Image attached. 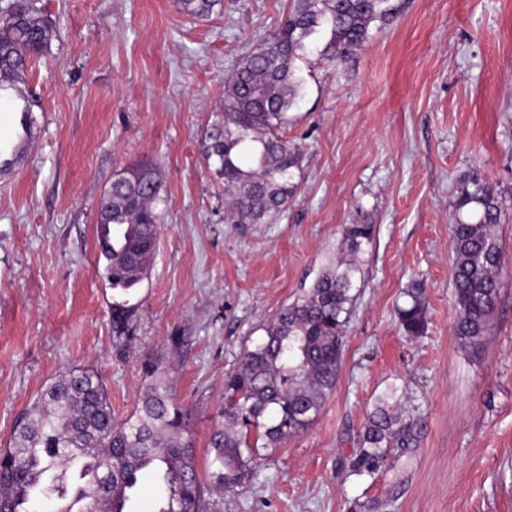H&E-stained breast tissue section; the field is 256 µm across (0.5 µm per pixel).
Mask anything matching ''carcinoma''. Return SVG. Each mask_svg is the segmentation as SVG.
<instances>
[{"label":"carcinoma","mask_w":512,"mask_h":512,"mask_svg":"<svg viewBox=\"0 0 512 512\" xmlns=\"http://www.w3.org/2000/svg\"><path fill=\"white\" fill-rule=\"evenodd\" d=\"M220 0H179L194 18L212 14ZM39 0H0V91L24 97L30 68L25 61L47 57L50 20ZM398 10L395 0H292L278 30L244 54L224 80V103L208 124L203 153L208 167L224 181V199L240 224H259L283 209L296 190L301 148L280 134L302 81L294 61L340 65L368 38L369 26L386 22ZM161 179L155 167L140 163L115 176L112 197L99 204L98 264L111 288L112 332L129 333L134 306L124 299L141 278L139 269L154 250L160 215ZM504 209L489 184L474 179L453 205V284L459 312L454 333L476 348L494 320L499 298L502 251L495 234ZM365 219L348 224L342 245L353 259L328 268L265 327L263 340L246 347L239 367L224 378V403L208 441L207 466L225 487L240 484L259 449H275L306 430L336 387L344 333L358 298L361 273L356 259L373 236ZM399 322L410 336L426 326L423 288L404 292ZM148 379L140 405L123 419L112 413L107 387L88 370L56 379L15 421L13 446L0 449V508L29 512L39 493L68 494L72 469L89 462L76 479L73 503L97 510L112 493V512H126L131 494L152 474L161 487L157 512H201L204 486L190 433L191 412L176 400L165 366L147 357ZM417 423L387 410L378 399L358 434L352 468L372 473L391 448H406Z\"/></svg>","instance_id":"1"}]
</instances>
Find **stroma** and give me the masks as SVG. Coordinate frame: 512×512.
I'll return each instance as SVG.
<instances>
[{
	"instance_id": "obj_1",
	"label": "stroma",
	"mask_w": 512,
	"mask_h": 512,
	"mask_svg": "<svg viewBox=\"0 0 512 512\" xmlns=\"http://www.w3.org/2000/svg\"><path fill=\"white\" fill-rule=\"evenodd\" d=\"M399 5L342 65L295 61L304 86L285 135L303 146L296 193L263 223L236 224L204 133L225 77L291 0H221L204 19L176 0H41L53 36L29 75L40 130L0 175V448L70 370L97 373L114 414H130L153 356L192 412L203 512H512V0ZM145 161L162 181L163 220L119 342L98 204L116 173ZM475 177L505 207L496 318L472 350L454 334L451 240L453 201ZM362 216L375 232L336 388L307 430L225 490L205 466L224 378L342 259L343 228ZM415 283L418 337L396 314ZM388 392L417 437L375 473H353L357 435Z\"/></svg>"
}]
</instances>
